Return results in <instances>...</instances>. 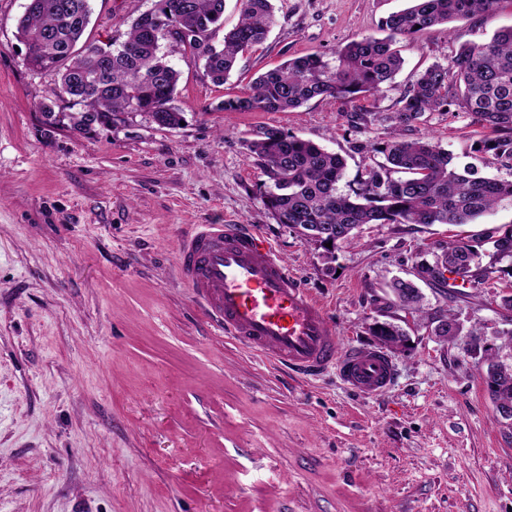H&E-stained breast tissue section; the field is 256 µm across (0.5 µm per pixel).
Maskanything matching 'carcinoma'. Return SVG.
<instances>
[{
	"mask_svg": "<svg viewBox=\"0 0 512 512\" xmlns=\"http://www.w3.org/2000/svg\"><path fill=\"white\" fill-rule=\"evenodd\" d=\"M19 18L17 39L39 43L42 70L58 77L42 104L48 124L68 121L86 133L112 128L131 115H142L161 129H176L183 113L172 106L179 72L159 54V41L205 60L213 83L229 77L239 55L264 42L274 21L272 0H239L238 25L224 34L222 48L211 43L223 24L224 0H155V22L146 14L133 20L125 41L109 43L112 57L95 59L98 44L84 43L91 15L90 0H28ZM502 0H412L389 15L385 39L363 37L336 50L331 63L312 53L285 61L261 74L246 97L224 100V111L260 109L284 112L324 95L346 100L370 97L390 83L402 60L392 49L398 36L412 37L457 16L492 17ZM64 103V112L54 111ZM391 116L398 129L421 121L427 112L460 106L472 122L500 132L480 142L478 151L490 164L512 169V27L498 30L482 43L461 47L448 65L427 69L408 87ZM249 150L267 178L261 200L277 224L324 250L326 263L335 249L356 238L365 224H472L505 200L512 201V180L482 177L471 169L451 166V157L425 135L407 140L397 134L372 146L384 161L365 169L353 194L340 191L346 166L343 157L310 140L267 127ZM331 247H326V244ZM512 260V229L450 240L439 258L448 275H431L423 283L445 294L455 292L457 279L470 283L478 276L482 256ZM487 389L495 406L512 405V370L488 369Z\"/></svg>",
	"mask_w": 512,
	"mask_h": 512,
	"instance_id": "carcinoma-1",
	"label": "carcinoma"
}]
</instances>
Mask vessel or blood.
Masks as SVG:
<instances>
[{
    "mask_svg": "<svg viewBox=\"0 0 512 512\" xmlns=\"http://www.w3.org/2000/svg\"><path fill=\"white\" fill-rule=\"evenodd\" d=\"M178 270L225 335L275 366L308 376L335 371L364 396L392 386L391 357L341 348L322 307L256 231L239 224L192 225L181 240Z\"/></svg>",
    "mask_w": 512,
    "mask_h": 512,
    "instance_id": "1",
    "label": "vessel or blood"
}]
</instances>
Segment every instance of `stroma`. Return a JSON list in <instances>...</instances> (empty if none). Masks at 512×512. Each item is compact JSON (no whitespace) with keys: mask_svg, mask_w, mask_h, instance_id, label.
I'll use <instances>...</instances> for the list:
<instances>
[{"mask_svg":"<svg viewBox=\"0 0 512 512\" xmlns=\"http://www.w3.org/2000/svg\"><path fill=\"white\" fill-rule=\"evenodd\" d=\"M26 0H0V512H512V427L496 419L487 355L512 364V261L484 256L490 280L444 295L421 286L425 320L390 284L433 259L449 236L512 226V203L476 223L366 224L327 268L318 248L264 209V176L247 145L266 127L346 161L357 186L394 128L405 89L459 48L512 26L456 18L399 38L404 59L375 96L317 97L289 112L222 111L258 74L288 59L382 37L408 0H274L267 39L221 85L203 59L161 40L179 72L175 129L142 116L79 133L48 126L40 103L55 77L23 63ZM155 0H91L85 36L123 41ZM363 112L365 123L350 115ZM430 135L457 168L511 180L479 152L490 129L464 109L426 113L403 130ZM193 224L254 227L324 307L339 340L375 348L367 330L406 333L395 379L360 396L335 373L302 378L219 331L177 272ZM453 313L451 342L434 328Z\"/></svg>","mask_w":512,"mask_h":512,"instance_id":"stroma-1","label":"stroma"}]
</instances>
